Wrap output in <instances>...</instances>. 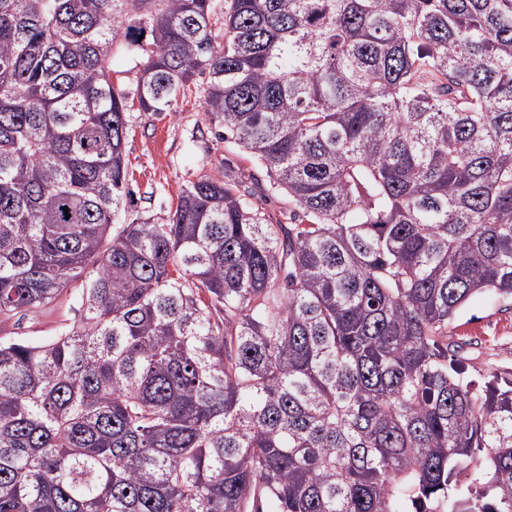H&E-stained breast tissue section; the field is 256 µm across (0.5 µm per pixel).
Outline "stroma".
<instances>
[{
	"instance_id": "stroma-1",
	"label": "stroma",
	"mask_w": 512,
	"mask_h": 512,
	"mask_svg": "<svg viewBox=\"0 0 512 512\" xmlns=\"http://www.w3.org/2000/svg\"><path fill=\"white\" fill-rule=\"evenodd\" d=\"M207 76L194 77L189 91L173 111L156 114L130 110L125 142L132 218L166 223L181 192L199 171L216 176L231 174L243 192L262 204L273 222H286L288 198L266 192L262 169L246 153L224 140L221 129L203 112ZM74 299L64 293L52 304L22 319L0 322V337L46 338L74 320ZM451 341L459 346L458 359L473 378L486 381L512 377V302L492 294L473 298L451 321Z\"/></svg>"
}]
</instances>
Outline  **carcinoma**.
<instances>
[{
    "label": "carcinoma",
    "instance_id": "cac0c4a2",
    "mask_svg": "<svg viewBox=\"0 0 512 512\" xmlns=\"http://www.w3.org/2000/svg\"><path fill=\"white\" fill-rule=\"evenodd\" d=\"M224 31V45L214 32ZM293 208L200 172L120 221L127 87ZM0 512H512V379L448 324L512 300V0H0ZM77 287H69L68 292L52 304L29 313L22 319L14 317L8 321L0 322V337L32 336L48 338L55 335L60 327L74 321V293Z\"/></svg>",
    "mask_w": 512,
    "mask_h": 512
}]
</instances>
